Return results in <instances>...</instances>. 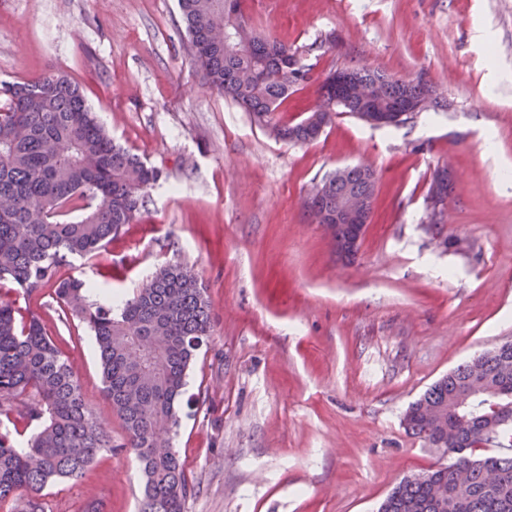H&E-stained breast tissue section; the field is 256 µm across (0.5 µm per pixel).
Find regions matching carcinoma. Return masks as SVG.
Wrapping results in <instances>:
<instances>
[{
  "label": "carcinoma",
  "mask_w": 512,
  "mask_h": 512,
  "mask_svg": "<svg viewBox=\"0 0 512 512\" xmlns=\"http://www.w3.org/2000/svg\"><path fill=\"white\" fill-rule=\"evenodd\" d=\"M183 23L203 73L218 90L278 140L303 145L314 127L281 107L309 85H321L299 48L264 34L246 18L244 0H179ZM362 80H391V98L446 101L423 80L399 78L361 63ZM0 417L34 427L26 444L0 428V504L28 491L13 512H45L43 491L74 480L112 436L94 416L73 362L39 319L24 317L17 297L54 286L62 310L95 339L103 392L123 423L139 461L144 489L138 512H184L191 492L173 438L191 366L211 335V305L194 271L164 266L115 311L89 299L79 278L61 279V266L90 256L124 233L143 206L159 170L117 145L61 72L0 88ZM390 101H348L331 110L367 121ZM359 181L377 204V182ZM83 211L78 221L69 215ZM484 392L466 408L458 399L473 384ZM405 429L453 458L426 474L404 477L379 512H512V344L487 352L431 385L406 409Z\"/></svg>",
  "instance_id": "obj_1"
}]
</instances>
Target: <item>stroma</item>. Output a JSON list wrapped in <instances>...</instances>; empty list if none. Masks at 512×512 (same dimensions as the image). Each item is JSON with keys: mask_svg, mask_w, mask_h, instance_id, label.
Masks as SVG:
<instances>
[{"mask_svg": "<svg viewBox=\"0 0 512 512\" xmlns=\"http://www.w3.org/2000/svg\"><path fill=\"white\" fill-rule=\"evenodd\" d=\"M260 30L326 72L368 63L451 102L396 126L342 114L306 145L276 141L202 89L177 0H0V83L62 72L112 139L161 177L133 224L60 277L122 304L168 263L198 273L212 335L188 378L203 402L175 446L184 512H377L446 458L402 417L431 384L512 341V0H247ZM371 166L377 207L337 262L304 201L327 172ZM455 172L440 246L433 172ZM75 372L115 452L47 512H136L140 472L103 395L94 338L47 288L19 300Z\"/></svg>", "mask_w": 512, "mask_h": 512, "instance_id": "1", "label": "stroma"}]
</instances>
